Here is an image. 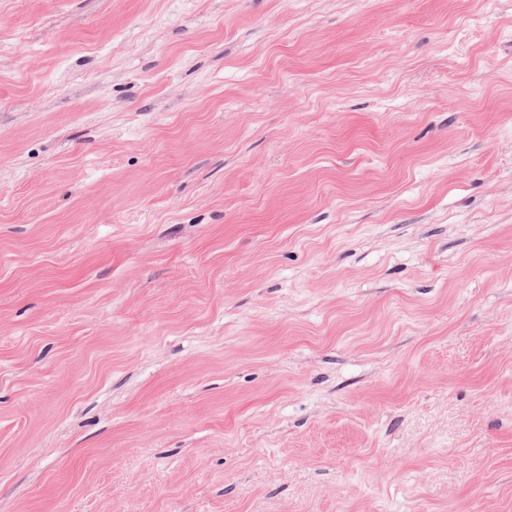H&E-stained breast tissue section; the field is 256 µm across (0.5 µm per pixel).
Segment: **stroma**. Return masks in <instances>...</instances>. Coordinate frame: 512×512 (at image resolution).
<instances>
[{
	"instance_id": "stroma-1",
	"label": "stroma",
	"mask_w": 512,
	"mask_h": 512,
	"mask_svg": "<svg viewBox=\"0 0 512 512\" xmlns=\"http://www.w3.org/2000/svg\"><path fill=\"white\" fill-rule=\"evenodd\" d=\"M0 512H512V0H0Z\"/></svg>"
}]
</instances>
